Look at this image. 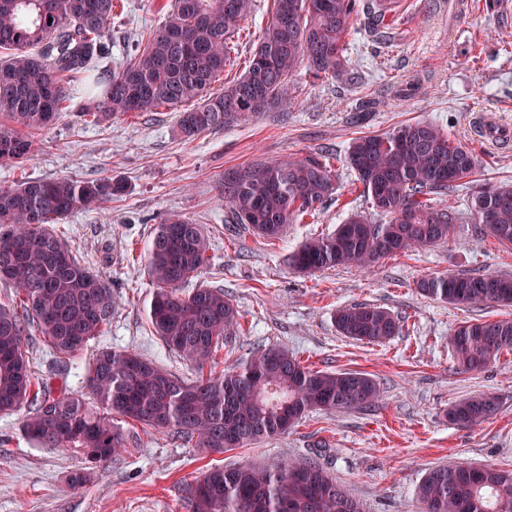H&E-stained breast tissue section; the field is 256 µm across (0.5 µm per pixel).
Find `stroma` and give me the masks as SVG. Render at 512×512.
<instances>
[{"mask_svg":"<svg viewBox=\"0 0 512 512\" xmlns=\"http://www.w3.org/2000/svg\"><path fill=\"white\" fill-rule=\"evenodd\" d=\"M389 44L378 57L363 45L349 51L360 84L316 80L300 66L290 78L293 105L233 126L185 138L170 109L115 115L88 122L81 87L69 109L34 136L23 165L0 164V188L21 180L110 178L125 191L92 209H78L56 232L74 255L111 280L115 308L102 341L135 351L168 369L186 366L155 335L146 309L157 288L145 251L157 227L178 214L201 224L211 260L193 285L220 286L237 309L241 329L210 363L218 373L257 348L287 349L316 370L360 371L383 398L368 409L313 411L287 434L221 454L194 441L138 425L129 427L127 452L97 467L87 483L71 488L67 475L84 466L81 454L46 448L21 432L22 413L0 416V512H188V488L202 473L227 464L274 467L288 459L317 460L358 499L366 512H420L416 488L436 466L470 461L512 470V351L479 372L463 371L448 335L472 318H512V307L472 309L420 294L432 276L492 272L512 276V247L480 234L471 220L469 190L449 194L456 224L448 242L388 257L374 268L299 273L288 256L303 242L331 234L351 212L371 215L344 157L353 138L429 121L473 148L477 179L512 182V143L491 145L476 136L478 112L494 110L512 125V0H465L449 14L448 0H407ZM168 0H118L106 70L126 62L141 35L158 28ZM271 0L234 39L228 77L241 75L268 20ZM336 154L337 201L317 221L291 224L268 242L228 221L220 195L225 172L255 160H278L319 151ZM374 304L404 319L396 336L365 344L340 336V307ZM39 381L52 388L85 384L87 354L61 375L43 347L28 338ZM479 392L502 400L499 413L468 428L451 423L449 407Z\"/></svg>","mask_w":512,"mask_h":512,"instance_id":"obj_1","label":"stroma"}]
</instances>
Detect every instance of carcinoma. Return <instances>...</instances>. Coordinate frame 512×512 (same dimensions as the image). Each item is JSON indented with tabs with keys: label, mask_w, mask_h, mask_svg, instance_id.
<instances>
[{
	"label": "carcinoma",
	"mask_w": 512,
	"mask_h": 512,
	"mask_svg": "<svg viewBox=\"0 0 512 512\" xmlns=\"http://www.w3.org/2000/svg\"><path fill=\"white\" fill-rule=\"evenodd\" d=\"M256 0H174L160 27L103 80L92 75L109 54L114 0H0V164L33 156V134L65 111L71 84L92 78L86 105L98 119L169 107L180 112L186 137L259 117L288 102L290 77L307 64L315 79L362 80L351 66L347 39L368 20L377 35L390 28L401 0H272L248 69L214 90L230 60L232 41ZM328 153L256 160L224 175L222 196L232 222L272 242L288 224L318 216L335 193ZM345 160L377 214L376 224L353 213L327 237H316L288 257L300 273L355 267L413 248L448 241L455 214L448 192L475 175V155L436 125L414 122L389 133L354 138ZM472 223L512 245V185L471 186ZM124 191L109 178L27 179L0 188V282L15 300L0 304V414L30 404L22 420L28 440L79 450L102 464L126 450L119 421L172 433L208 453L242 448L287 432L311 410L366 408L380 398L377 383L356 371H319L284 349H257L238 366L195 378L130 350L100 344L112 322L110 284L78 261L53 225L80 207ZM202 225L178 215L157 225L147 246L148 272L157 283L147 317L159 339L198 371L217 347L237 335L239 313L217 286L180 292L209 263ZM425 295L454 305L512 306V277L494 273L429 277ZM337 332L381 343L400 330L387 309L360 304L336 310ZM42 335L55 365L68 369L89 349L84 394L44 383L34 389L26 336ZM449 343L466 371L485 368L512 350V319L460 323ZM500 398L480 393L455 402L448 419L477 426L498 413ZM422 512H512V470L467 462L430 469L417 488ZM189 512H363L314 461L275 469L215 466L190 489Z\"/></svg>",
	"instance_id": "obj_1"
}]
</instances>
